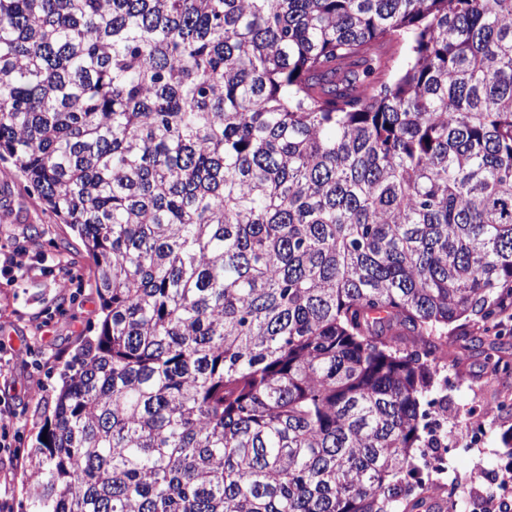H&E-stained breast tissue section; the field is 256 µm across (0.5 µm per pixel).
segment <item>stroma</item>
<instances>
[{
	"label": "stroma",
	"instance_id": "1",
	"mask_svg": "<svg viewBox=\"0 0 512 512\" xmlns=\"http://www.w3.org/2000/svg\"><path fill=\"white\" fill-rule=\"evenodd\" d=\"M4 213L9 219L0 222V246L34 244L39 261L37 270L18 284L0 276V340L12 354L14 405L27 444L51 400L58 370L81 337L98 324L101 313L80 239L25 191L19 176H0V215ZM42 354L50 361L39 376H32V364ZM445 374L448 387L441 393L440 413L446 428L438 447L418 449L419 464L466 444L476 414L489 403L504 400L511 405L510 411L485 420L481 447L450 460L447 476L433 475L422 493L421 512H479L482 493L495 488L505 470L512 468V454L498 442L500 432L512 427V386L488 384L480 359L465 351Z\"/></svg>",
	"mask_w": 512,
	"mask_h": 512
}]
</instances>
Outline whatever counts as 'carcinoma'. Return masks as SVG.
<instances>
[{
	"label": "carcinoma",
	"instance_id": "1",
	"mask_svg": "<svg viewBox=\"0 0 512 512\" xmlns=\"http://www.w3.org/2000/svg\"><path fill=\"white\" fill-rule=\"evenodd\" d=\"M2 162L102 313L21 512L418 508L512 380V0H0Z\"/></svg>",
	"mask_w": 512,
	"mask_h": 512
}]
</instances>
